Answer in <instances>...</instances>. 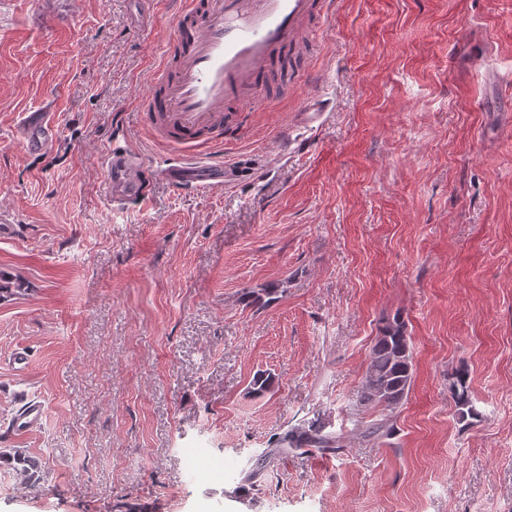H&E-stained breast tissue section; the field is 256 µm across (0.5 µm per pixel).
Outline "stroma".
<instances>
[{
    "mask_svg": "<svg viewBox=\"0 0 512 512\" xmlns=\"http://www.w3.org/2000/svg\"><path fill=\"white\" fill-rule=\"evenodd\" d=\"M138 10L0 0V512H512V0H334L301 83L224 146L250 179L159 178L118 208L115 137L172 154L139 104L174 17ZM42 111L56 141L30 153L19 118ZM397 313L413 378L390 413L358 395ZM315 421L342 454L252 473Z\"/></svg>",
    "mask_w": 512,
    "mask_h": 512,
    "instance_id": "stroma-1",
    "label": "stroma"
}]
</instances>
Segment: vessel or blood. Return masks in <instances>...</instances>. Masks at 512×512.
Listing matches in <instances>:
<instances>
[{"label":"vessel or blood","instance_id":"1","mask_svg":"<svg viewBox=\"0 0 512 512\" xmlns=\"http://www.w3.org/2000/svg\"><path fill=\"white\" fill-rule=\"evenodd\" d=\"M316 0H175V32L149 74L151 93L140 111L145 127L175 148L162 170L139 152L112 145L105 158L113 203L148 197L156 175L178 190H216L236 183L240 167L219 149L242 124L246 105L260 97L265 77L298 49ZM50 116L25 115L22 147L48 150L56 138Z\"/></svg>","mask_w":512,"mask_h":512}]
</instances>
